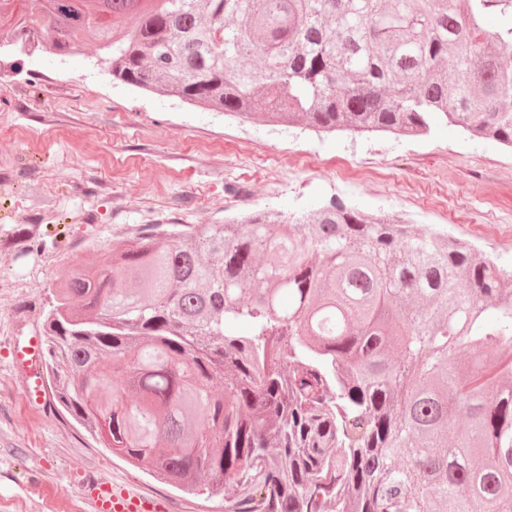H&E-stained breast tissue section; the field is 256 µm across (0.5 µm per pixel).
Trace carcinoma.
Returning a JSON list of instances; mask_svg holds the SVG:
<instances>
[{
    "label": "carcinoma",
    "instance_id": "carcinoma-1",
    "mask_svg": "<svg viewBox=\"0 0 512 512\" xmlns=\"http://www.w3.org/2000/svg\"><path fill=\"white\" fill-rule=\"evenodd\" d=\"M28 2L9 41L145 91L512 148V0ZM44 333L56 403L224 512H512V272L458 238L340 200L151 226L62 272Z\"/></svg>",
    "mask_w": 512,
    "mask_h": 512
}]
</instances>
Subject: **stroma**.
Listing matches in <instances>:
<instances>
[{"label":"stroma","mask_w":512,"mask_h":512,"mask_svg":"<svg viewBox=\"0 0 512 512\" xmlns=\"http://www.w3.org/2000/svg\"><path fill=\"white\" fill-rule=\"evenodd\" d=\"M333 198L471 242L512 271V149L495 141L455 126L402 137L244 122L111 80L92 44L0 56V512H57L60 497L94 512L88 471L169 512H224L223 498L134 469L52 403L29 404L13 350L42 334L60 268L94 265L144 225Z\"/></svg>","instance_id":"obj_1"}]
</instances>
